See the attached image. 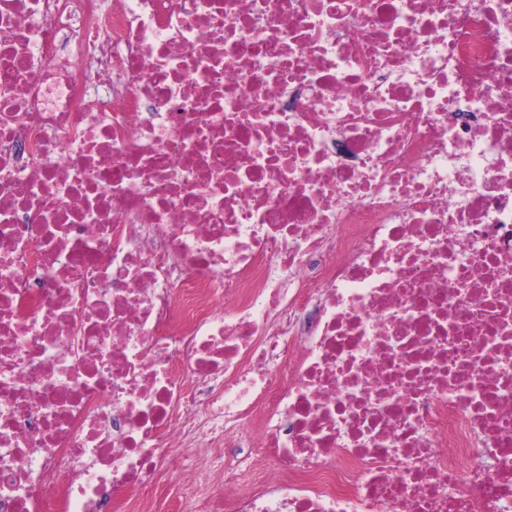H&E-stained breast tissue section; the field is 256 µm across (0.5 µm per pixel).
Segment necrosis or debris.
Listing matches in <instances>:
<instances>
[{
  "instance_id": "necrosis-or-debris-1",
  "label": "necrosis or debris",
  "mask_w": 512,
  "mask_h": 512,
  "mask_svg": "<svg viewBox=\"0 0 512 512\" xmlns=\"http://www.w3.org/2000/svg\"><path fill=\"white\" fill-rule=\"evenodd\" d=\"M172 468L512 512V0H0V512Z\"/></svg>"
}]
</instances>
